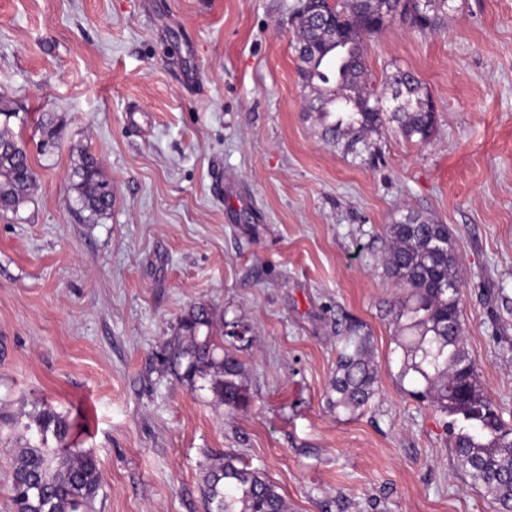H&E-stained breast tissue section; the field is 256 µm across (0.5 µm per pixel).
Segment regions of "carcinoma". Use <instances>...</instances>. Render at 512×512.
<instances>
[{
    "instance_id": "obj_1",
    "label": "carcinoma",
    "mask_w": 512,
    "mask_h": 512,
    "mask_svg": "<svg viewBox=\"0 0 512 512\" xmlns=\"http://www.w3.org/2000/svg\"><path fill=\"white\" fill-rule=\"evenodd\" d=\"M411 0H345L333 18L336 38L345 54L334 63L318 57L329 42L308 24L299 26V39L309 52L299 56L298 73L307 76L316 103L309 105L323 127L324 138L346 155H359L373 145L386 120L398 123L410 141L427 143L436 118L425 107L429 96L415 74L399 66L384 74L382 91L366 84L365 37L374 15L390 14L412 23ZM392 101L390 112L378 111L383 98ZM42 151L56 147L59 125L41 123ZM81 208L92 217L112 207V185L103 178L99 160L81 155L74 168ZM35 181L25 149L6 130H0V211H16L24 190ZM388 248L384 275L400 295L390 304L397 326L396 346L401 350V378L415 388L408 395L447 418L459 466L491 496L495 512H512V428L502 421L497 406L485 391L474 359L466 349L462 327L461 292L448 289L458 281L459 256L448 225L412 210L386 228ZM212 314L195 306L182 319L184 345L168 347L162 361L185 366L182 378L208 380L218 404L228 411L247 404L240 381L242 363L224 349L232 330L213 336ZM208 329L199 337L200 328ZM371 334L363 325H345L344 345L336 358L330 391L332 407L354 414L378 392V369L370 351ZM38 442L15 449L12 456V501L16 512H92L100 489L94 455L69 442L67 417L45 403L25 425ZM203 494L206 512H288L285 499L263 473L226 454L208 472Z\"/></svg>"
}]
</instances>
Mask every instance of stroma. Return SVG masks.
<instances>
[{
	"label": "stroma",
	"mask_w": 512,
	"mask_h": 512,
	"mask_svg": "<svg viewBox=\"0 0 512 512\" xmlns=\"http://www.w3.org/2000/svg\"><path fill=\"white\" fill-rule=\"evenodd\" d=\"M301 6L0 0V129L36 171L0 213V512H15L11 457L46 402L98 460L93 512H205L227 453L289 512H494L443 417L401 385L382 261L406 210L447 225L467 349L512 427V0H452L441 32L397 20L367 37L374 82L411 70L437 112L427 145L390 122L357 158L303 109ZM43 118L63 123L50 156ZM86 152L112 185L90 221L72 178ZM197 305L215 331L249 328L240 410L156 359ZM351 318L379 393L347 416L328 397Z\"/></svg>",
	"instance_id": "35a3bbf8"
}]
</instances>
